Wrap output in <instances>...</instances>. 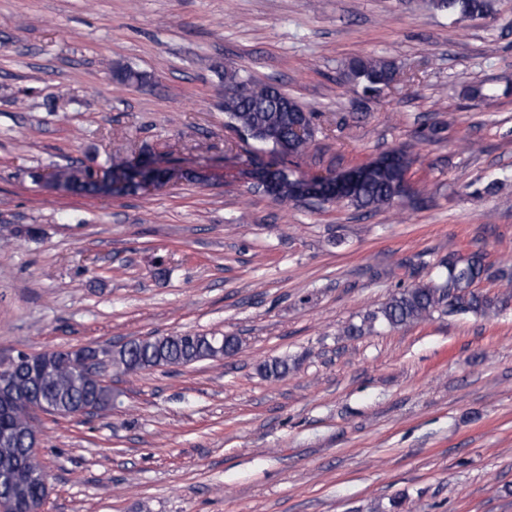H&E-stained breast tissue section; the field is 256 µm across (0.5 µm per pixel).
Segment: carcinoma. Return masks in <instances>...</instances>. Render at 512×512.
I'll return each mask as SVG.
<instances>
[{
	"label": "carcinoma",
	"mask_w": 512,
	"mask_h": 512,
	"mask_svg": "<svg viewBox=\"0 0 512 512\" xmlns=\"http://www.w3.org/2000/svg\"><path fill=\"white\" fill-rule=\"evenodd\" d=\"M428 7L446 12L457 23L486 18L493 13L492 0H429ZM349 82L366 91L380 92L375 77L394 72L391 62L373 55L355 56L345 63ZM224 122L236 132L252 133L259 150L272 155L294 157L305 153L316 131L314 113L302 106L280 87L261 83L238 68L224 70ZM415 161L413 146L393 152L372 164L373 175L356 186L347 202L358 209L379 210L392 205L399 186ZM112 195L136 193L138 172L128 168L126 157H112ZM54 178L72 187L79 195L95 194V186L86 181L85 171L73 165L52 169ZM273 198L295 201L298 185L284 170L263 166L258 171ZM442 271L436 278L414 284L392 294L378 307L366 312L360 323L342 329L348 337L371 335L380 327H398L428 321L436 316L479 315L503 312L512 306V270L493 269L480 250L462 257L454 253L439 262ZM493 279L502 291L489 297L475 288L482 279ZM242 347L233 334L175 333L130 340L111 349L83 347L77 350H47L20 353L9 375V385L0 388V496L9 498L14 512H41L45 498L40 481L45 468L38 450L26 446L33 428L27 418L26 403L41 400L59 416L85 406L95 412L114 407L116 395L86 364L82 356H101L112 360L113 367L136 374L158 366H186L203 360L235 355ZM291 370L288 359H274L261 365L267 378H281Z\"/></svg>",
	"instance_id": "cac0c4a2"
}]
</instances>
